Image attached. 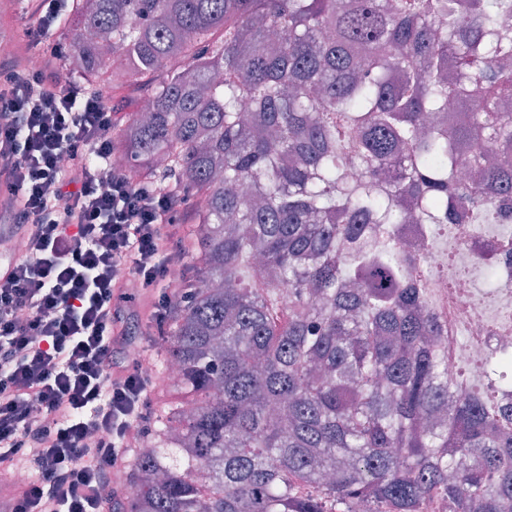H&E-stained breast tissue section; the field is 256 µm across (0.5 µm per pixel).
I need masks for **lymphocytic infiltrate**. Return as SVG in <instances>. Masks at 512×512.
<instances>
[{
  "instance_id": "1",
  "label": "lymphocytic infiltrate",
  "mask_w": 512,
  "mask_h": 512,
  "mask_svg": "<svg viewBox=\"0 0 512 512\" xmlns=\"http://www.w3.org/2000/svg\"><path fill=\"white\" fill-rule=\"evenodd\" d=\"M71 2L21 0L26 53L0 57V224L21 243L0 279V470L35 473L11 512H104L153 383L118 300L154 289L170 323L192 253L185 195L112 165L111 105L54 67Z\"/></svg>"
}]
</instances>
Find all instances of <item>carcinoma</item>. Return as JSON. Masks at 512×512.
Wrapping results in <instances>:
<instances>
[{"instance_id": "cac0c4a2", "label": "carcinoma", "mask_w": 512, "mask_h": 512, "mask_svg": "<svg viewBox=\"0 0 512 512\" xmlns=\"http://www.w3.org/2000/svg\"><path fill=\"white\" fill-rule=\"evenodd\" d=\"M68 29L65 67L148 107L114 156L204 200L123 512H512V353L448 383V270L398 232L512 223V0H80Z\"/></svg>"}]
</instances>
